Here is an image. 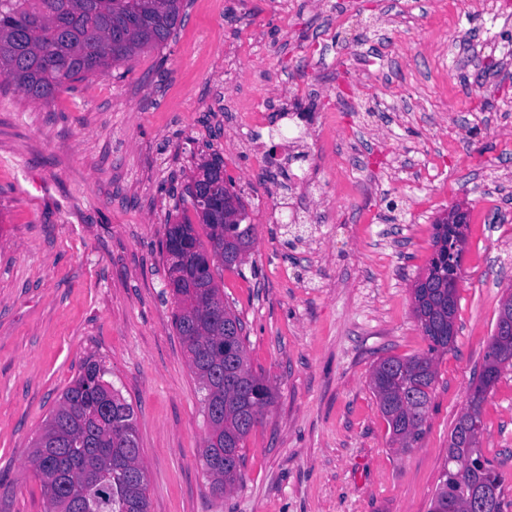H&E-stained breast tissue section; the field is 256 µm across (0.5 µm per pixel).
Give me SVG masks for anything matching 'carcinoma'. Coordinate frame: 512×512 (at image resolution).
<instances>
[{
    "label": "carcinoma",
    "mask_w": 512,
    "mask_h": 512,
    "mask_svg": "<svg viewBox=\"0 0 512 512\" xmlns=\"http://www.w3.org/2000/svg\"><path fill=\"white\" fill-rule=\"evenodd\" d=\"M185 0H0V76L31 100L50 102L66 84L166 44L183 21ZM208 245L190 218L167 230L164 245L174 327L198 383L208 430L199 462L223 494L243 480L242 444L274 393L253 372L242 320L224 303L215 280L219 267L238 269L254 243L245 218L205 224ZM435 252L424 273L435 287L416 281L414 315L429 342L423 355L388 356L370 375V385L391 442L405 451L423 433L436 379L437 359L448 352V277L460 262H448V219L435 224ZM512 368V337L491 336L482 372L448 439L440 484L430 512H471L463 497L448 498V485L489 494V512H512L503 479L491 463L461 470L465 444L482 442V406L502 372ZM104 362L84 359L33 443L29 462L41 483L46 512H149L148 475L135 412L106 379Z\"/></svg>",
    "instance_id": "1"
}]
</instances>
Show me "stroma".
<instances>
[{"label":"stroma","instance_id":"1","mask_svg":"<svg viewBox=\"0 0 512 512\" xmlns=\"http://www.w3.org/2000/svg\"><path fill=\"white\" fill-rule=\"evenodd\" d=\"M455 20L485 66L449 41ZM508 44L512 10L491 22L468 0H189L165 46L49 103L0 77V512H44L28 456L89 356L134 407L150 512H430L512 292ZM373 60L386 67L369 83ZM255 110L257 133L237 119ZM297 128L308 158L288 165L280 145ZM213 155L255 225L241 271L216 278L275 393L221 495L198 459L207 425L162 251ZM452 209L468 220L455 347L422 438L399 451L369 377L428 349L412 288ZM483 422L512 499V370Z\"/></svg>","mask_w":512,"mask_h":512}]
</instances>
